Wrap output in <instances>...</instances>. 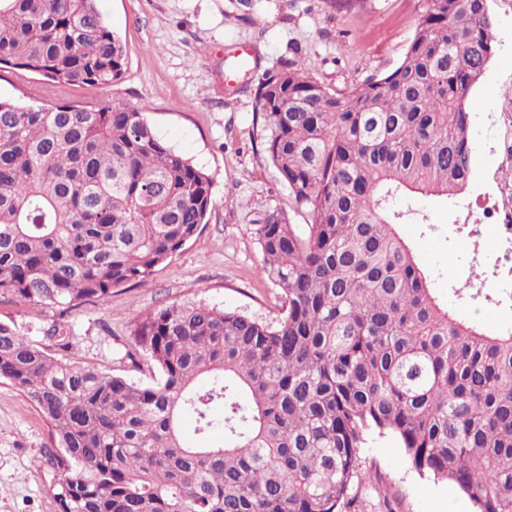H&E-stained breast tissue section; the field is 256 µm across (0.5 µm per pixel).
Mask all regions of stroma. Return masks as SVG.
<instances>
[{
  "label": "stroma",
  "instance_id": "obj_1",
  "mask_svg": "<svg viewBox=\"0 0 512 512\" xmlns=\"http://www.w3.org/2000/svg\"><path fill=\"white\" fill-rule=\"evenodd\" d=\"M125 51V71L108 90L74 85L68 102L90 105L101 97L145 107L166 145L206 172L214 206L198 234L146 282L113 289L105 305L68 311L0 298V323L14 326L33 344L53 348L51 331L64 327V356L80 365L137 383L151 375L146 363L127 357L130 329L145 313L183 301H201L263 319L279 313L282 291L260 273L261 253L252 229L277 208L292 223L298 210L267 158L263 120L253 87L283 58L299 54L309 71L336 88L393 70L422 14V0H98ZM496 52L471 92L473 171L457 203L438 196L398 199L396 208L424 214L427 225L402 224L400 234L427 267L440 298L456 288L492 278L499 241L484 224V210L512 207V0H490ZM249 52V67L236 71L226 56ZM36 75L0 70V97L20 103L46 97ZM483 224V261L472 265L467 235L458 224ZM48 426L14 387L0 383V512H60L55 486L60 471L47 459ZM343 512H475L451 482L418 473L391 437H374L361 454L359 476Z\"/></svg>",
  "mask_w": 512,
  "mask_h": 512
}]
</instances>
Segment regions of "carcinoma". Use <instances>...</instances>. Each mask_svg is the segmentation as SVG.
<instances>
[{"label": "carcinoma", "instance_id": "obj_1", "mask_svg": "<svg viewBox=\"0 0 512 512\" xmlns=\"http://www.w3.org/2000/svg\"><path fill=\"white\" fill-rule=\"evenodd\" d=\"M488 0H424L404 57L342 90L297 57L255 89L265 151L298 208L255 224L272 321L203 302L134 321L148 385L51 356L0 324V381L51 426L61 512H341L370 435L512 512V329L434 294L399 233V197L469 185L470 93L495 50ZM107 89L124 72L95 0H0V68ZM212 181L157 138L146 107L0 98V296L104 304L200 230ZM454 296L512 306L474 284ZM194 417L202 440L181 430Z\"/></svg>", "mask_w": 512, "mask_h": 512}]
</instances>
